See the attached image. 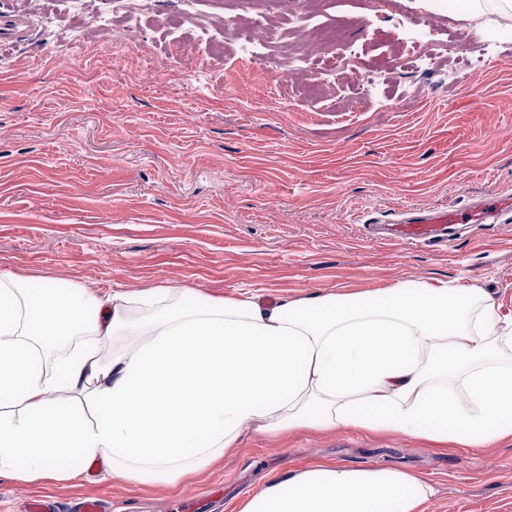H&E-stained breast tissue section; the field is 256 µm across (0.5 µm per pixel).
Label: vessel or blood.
<instances>
[{
	"mask_svg": "<svg viewBox=\"0 0 512 512\" xmlns=\"http://www.w3.org/2000/svg\"><path fill=\"white\" fill-rule=\"evenodd\" d=\"M30 25L26 18L0 16V44L14 45L23 41ZM512 213V197L492 191L462 207L410 208L383 221L366 220L362 233L385 243L406 245H447L459 226L496 224Z\"/></svg>",
	"mask_w": 512,
	"mask_h": 512,
	"instance_id": "obj_1",
	"label": "vessel or blood"
}]
</instances>
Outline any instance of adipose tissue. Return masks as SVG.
Returning a JSON list of instances; mask_svg holds the SVG:
<instances>
[{
  "mask_svg": "<svg viewBox=\"0 0 512 512\" xmlns=\"http://www.w3.org/2000/svg\"><path fill=\"white\" fill-rule=\"evenodd\" d=\"M454 6L477 33L512 28V0ZM4 401L19 413L0 412V472L24 481L73 479L99 458L113 476L174 488L248 429L473 448L512 439V317L448 281L266 305L167 286L96 297L0 274ZM436 492L396 468L319 464L269 480L237 512H424Z\"/></svg>",
  "mask_w": 512,
  "mask_h": 512,
  "instance_id": "obj_1",
  "label": "adipose tissue"
}]
</instances>
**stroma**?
<instances>
[{
	"label": "stroma",
	"instance_id": "stroma-1",
	"mask_svg": "<svg viewBox=\"0 0 512 512\" xmlns=\"http://www.w3.org/2000/svg\"><path fill=\"white\" fill-rule=\"evenodd\" d=\"M111 0H0L28 15L0 46V273L92 295L167 284L230 299L371 292L398 281L485 289L512 315V223L462 226L449 247L364 239L361 215L512 194V29L476 34L448 0H199L195 15L152 0L116 25ZM238 14L255 43L242 57ZM343 23L355 61L299 47ZM282 27L291 52L261 46ZM429 30L453 65L393 67L402 33ZM375 82L359 88L367 73ZM320 462L372 464L431 480L427 512H512V441L444 452L399 433L245 431L240 452L169 490L117 480L0 475V512L34 499L73 512H210Z\"/></svg>",
	"mask_w": 512,
	"mask_h": 512
}]
</instances>
